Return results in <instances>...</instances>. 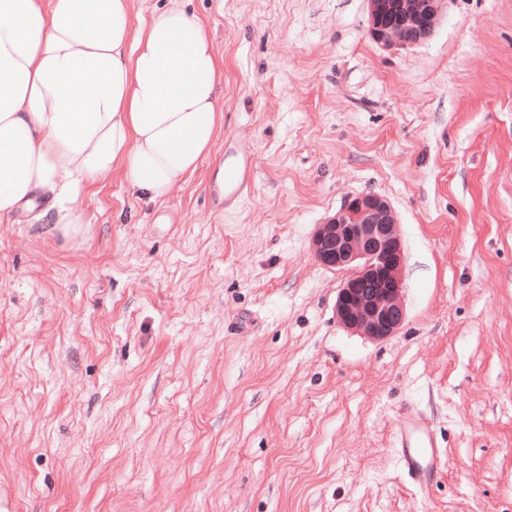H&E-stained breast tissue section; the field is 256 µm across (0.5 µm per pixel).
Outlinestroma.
<instances>
[{"label":"stroma","instance_id":"1","mask_svg":"<svg viewBox=\"0 0 512 512\" xmlns=\"http://www.w3.org/2000/svg\"><path fill=\"white\" fill-rule=\"evenodd\" d=\"M224 57L211 152L149 200L109 174L78 239L0 223V512H512V0L383 49L365 0H183ZM250 191L212 204L224 144ZM392 205L406 321H336L310 241ZM436 484L393 450L406 408ZM394 443L406 481L420 492L428 491L440 474L433 426L419 411L408 408L397 423Z\"/></svg>","mask_w":512,"mask_h":512}]
</instances>
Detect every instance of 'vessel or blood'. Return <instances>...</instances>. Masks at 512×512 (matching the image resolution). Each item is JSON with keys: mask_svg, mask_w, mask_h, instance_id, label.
<instances>
[{"mask_svg": "<svg viewBox=\"0 0 512 512\" xmlns=\"http://www.w3.org/2000/svg\"><path fill=\"white\" fill-rule=\"evenodd\" d=\"M252 184V169L246 152L232 153L224 164V196H242ZM401 469L407 482L418 491H428L440 474L437 436L430 422L416 409H407L395 429Z\"/></svg>", "mask_w": 512, "mask_h": 512, "instance_id": "1", "label": "vessel or blood"}]
</instances>
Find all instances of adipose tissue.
<instances>
[{
  "label": "adipose tissue",
  "instance_id": "1",
  "mask_svg": "<svg viewBox=\"0 0 512 512\" xmlns=\"http://www.w3.org/2000/svg\"><path fill=\"white\" fill-rule=\"evenodd\" d=\"M224 59L171 0H0V223L38 202L82 224L85 187L120 171L158 199L193 173L223 120Z\"/></svg>",
  "mask_w": 512,
  "mask_h": 512
}]
</instances>
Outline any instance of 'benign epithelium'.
<instances>
[{"mask_svg": "<svg viewBox=\"0 0 512 512\" xmlns=\"http://www.w3.org/2000/svg\"><path fill=\"white\" fill-rule=\"evenodd\" d=\"M369 34L385 47L411 46L435 29L446 0H366ZM312 250L323 265L348 276L338 290V322L373 341L396 335L406 320L399 224L390 203L373 193L347 197L319 225Z\"/></svg>", "mask_w": 512, "mask_h": 512, "instance_id": "obj_1", "label": "benign epithelium"}]
</instances>
